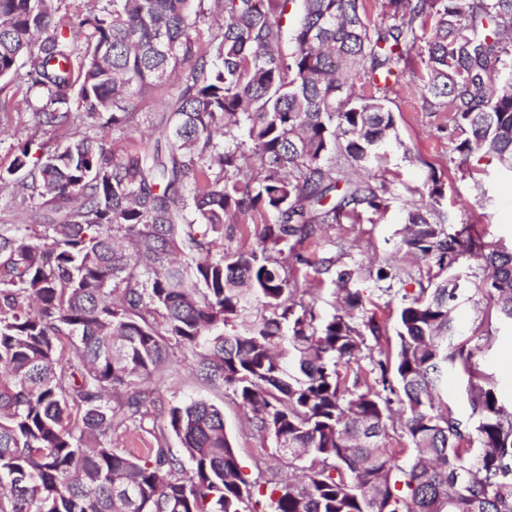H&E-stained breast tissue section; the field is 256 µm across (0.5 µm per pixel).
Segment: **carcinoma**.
Returning a JSON list of instances; mask_svg holds the SVG:
<instances>
[{
  "label": "carcinoma",
  "instance_id": "cac0c4a2",
  "mask_svg": "<svg viewBox=\"0 0 512 512\" xmlns=\"http://www.w3.org/2000/svg\"><path fill=\"white\" fill-rule=\"evenodd\" d=\"M67 2L0 0V80L37 90L51 129L84 117L130 131L165 87L167 153L76 132L34 163L19 143L0 171L1 190L52 214L0 226V512H254L256 483L205 401L168 409L179 458L112 447L115 419L153 402L135 378L173 345L301 471L273 483L269 512H512V411L490 381L470 383L466 419L439 397L448 371L475 377L448 269L483 258L512 321V250L486 253L468 228L409 208L401 248L433 288L402 297L394 349L351 388L341 367L381 328L350 284L392 268L337 269L343 308L317 327L288 278V245L387 208L371 180L414 52L454 150L512 170V0H380L378 24L365 0H91L77 16ZM240 215L262 225L257 246L228 255L224 225ZM395 404L405 460L389 446Z\"/></svg>",
  "mask_w": 512,
  "mask_h": 512
}]
</instances>
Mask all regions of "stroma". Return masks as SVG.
Listing matches in <instances>:
<instances>
[{"label": "stroma", "mask_w": 512, "mask_h": 512, "mask_svg": "<svg viewBox=\"0 0 512 512\" xmlns=\"http://www.w3.org/2000/svg\"><path fill=\"white\" fill-rule=\"evenodd\" d=\"M388 99L398 136L378 174L390 190L388 208L376 212L364 207L357 223L324 225L298 247L309 257V264L290 270L297 289H313V312L321 318L335 313L338 301L331 274L318 272L316 259L332 257L338 265L348 267L391 260L396 277L388 286L368 279L355 283L381 327L379 348L383 351L397 341L402 296L417 295L427 284L425 262L400 250L408 203L434 205L444 215L448 233L468 224L486 248L512 249V171L497 158L481 152L461 157L448 136L447 112L426 104L409 79H402L389 92ZM37 104V91L24 84L0 81V170H6L13 162L18 141L32 140L41 154L67 141V130L51 131L37 125L33 117ZM168 115L165 93L157 89L145 97L140 122L133 132L104 128L100 134L106 141L123 147L149 150L156 145ZM434 176L444 187L443 197L435 201L429 197L430 179ZM456 270L466 288L455 312L459 332L475 352L481 375L494 382L504 404H511L512 326L488 310L483 292L487 276L483 261L464 260ZM194 361L190 350H171L166 369L148 381L157 404L149 407L141 425L113 430V446L136 455L160 445L179 452V442L164 430L167 411L171 406L202 399L223 410L225 432L251 478L266 483L290 476L292 470L287 460L276 453L273 439L248 421L231 389L205 382L196 373Z\"/></svg>", "instance_id": "1"}]
</instances>
